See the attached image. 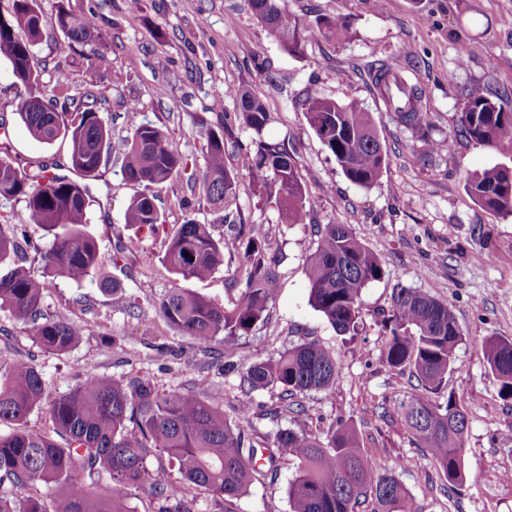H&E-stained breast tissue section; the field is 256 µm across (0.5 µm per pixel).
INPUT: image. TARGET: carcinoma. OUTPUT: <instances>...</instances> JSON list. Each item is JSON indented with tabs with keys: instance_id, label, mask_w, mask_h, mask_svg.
Wrapping results in <instances>:
<instances>
[{
	"instance_id": "1",
	"label": "carcinoma",
	"mask_w": 512,
	"mask_h": 512,
	"mask_svg": "<svg viewBox=\"0 0 512 512\" xmlns=\"http://www.w3.org/2000/svg\"><path fill=\"white\" fill-rule=\"evenodd\" d=\"M256 18L284 52H303L307 29L288 12L285 0H251ZM57 28L83 50L95 52L101 33L90 14L74 15L59 5ZM346 29L342 18L327 19L321 28L329 39ZM45 31L39 0H13L9 15L0 13V60L22 87L17 114L32 139L50 146L65 140L70 148V172L89 179L104 157L112 155V131L96 102L68 106L67 79L60 74L52 89L42 81L34 47ZM371 82L385 105L404 128L419 135L427 149L412 150L417 161L449 148L447 140L431 141L429 113L423 111L422 92L407 63L381 61L372 66ZM240 111L224 115L226 124L207 130L206 168L201 177L198 205L224 213V236L217 239L210 225L187 219L167 236L162 265L178 280H205L221 265L235 268L234 282L244 285L233 307L219 305L187 289L172 287L159 302L166 323L206 350L222 337L224 350L267 318L279 292L280 273L269 256L267 229L230 216L245 173L253 190L276 206L288 224H303L314 206L306 195L298 160L283 143L265 135L269 112L259 99L234 92ZM45 101L53 112H30L28 103ZM306 117L344 175L354 184H375L389 158L370 113L356 102L340 103L316 93L307 95ZM250 129L249 141L235 144L239 165L224 163V131L229 123ZM457 132L476 145L496 151L505 163L469 171L464 189L480 207L504 218L512 217V100L509 96L472 93L457 113ZM118 155L127 181L136 186L125 211V223L156 235L165 230L156 204V189L173 181L185 168L183 156L169 146L162 129L135 123L122 140ZM25 198V209L0 217V308L26 327L32 342L45 352L62 355L79 344L85 327L44 311L46 281L31 276L14 260L18 252L15 230L30 224L49 239L43 249L28 240L30 251L44 264L46 275L82 282L101 269L103 257L95 237L87 231L90 200L85 185L46 167L25 170L0 151V199ZM315 249L304 272L312 306L343 337L354 339L362 330L361 292L384 276L379 255L360 242L347 224L316 225ZM385 341L381 355L387 365L409 373L417 393L399 402L401 417L416 447L423 449L456 491L463 486L466 410L453 396L441 404L432 398L447 386L456 348L462 341L448 303L429 291L403 286L392 290L390 309L383 319ZM483 352L504 398H512V341L490 336ZM242 399L236 420L205 400V385L193 391L161 392L152 380L132 376L109 378L87 368L70 391L52 395L40 370L30 362L0 359V484L25 490L0 496V512H127L131 488L157 500L158 512H195L194 489L211 495L212 512H235V500L254 480L277 471L274 455L268 469L255 467L256 440L250 434L254 416L252 394L278 391L280 410L305 415L298 396L325 390L336 383L335 354L316 341H305L236 369ZM47 407L49 432L23 428L36 409ZM273 446L297 461L288 484L291 512H416L412 497L390 470H383L361 449L354 424L339 420L327 436L305 429L277 432ZM168 464L149 469L152 453ZM106 472L112 490L106 496L78 486V477ZM48 489L47 494L38 491Z\"/></svg>"
}]
</instances>
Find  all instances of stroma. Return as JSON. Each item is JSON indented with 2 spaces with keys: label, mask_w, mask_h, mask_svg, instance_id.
I'll return each instance as SVG.
<instances>
[{
  "label": "stroma",
  "mask_w": 512,
  "mask_h": 512,
  "mask_svg": "<svg viewBox=\"0 0 512 512\" xmlns=\"http://www.w3.org/2000/svg\"><path fill=\"white\" fill-rule=\"evenodd\" d=\"M39 3L47 36L35 52L46 63L44 81L51 84L65 74L68 93L78 102L87 79L95 78L113 142L127 136L130 121L151 122L186 159L180 177L158 191L168 225L192 218L211 225L214 236L224 232L214 213L193 205L192 186L206 165V125L238 109L233 89L265 104L271 116L267 137L285 142L299 161L306 193L316 202L305 223H285L275 206L253 193L248 179L239 183L237 206L247 222L267 226L281 283L269 317L238 340L233 359L248 362L316 341L335 353L340 373L334 388L301 396L307 416L298 421L289 413L270 417L279 404L277 391L254 393L256 432L271 438L299 426L324 434L345 420L357 428L366 455L395 471L416 512H512V399L500 396L482 347L489 336L512 340V218L482 209L464 189L465 173L500 163L499 154L455 133L456 114L473 90L512 93V0H286L289 12L308 28L299 57L280 49L250 0H140L134 11L126 0ZM62 5L76 14L96 13L102 34L96 56L87 59L70 49L56 27ZM336 17L345 19L347 29L330 40L317 23ZM462 44L468 48L463 61ZM398 54L410 61L422 89L431 137L451 143L448 152L422 162L409 155L418 138L386 111L370 82L372 64ZM311 91L357 101L370 112L389 154L376 185L362 188L349 181L310 128L303 100ZM19 94L9 64L0 60V140L8 141L20 166L41 163L65 173L67 143L46 147L30 137L16 114ZM131 102L138 105L132 115ZM86 186L87 229L104 258L98 277L77 284L45 278L40 262L26 265L47 281L45 310L83 324L85 335L67 354H50L0 309V358L36 365L55 395L80 381L89 360L100 375L144 376L165 392L185 390L204 377L209 401L234 418L239 380L216 370L224 361L223 342L201 352L158 313L157 302L175 283L160 263L167 237L147 236L126 224L135 188L125 180L120 159L103 160ZM318 224L350 225L384 259L383 279L362 291L364 328L351 342H342L309 302L304 262L316 246ZM128 240L132 250L116 254L117 242ZM103 278L119 283V291H102ZM399 285L447 300L462 333L447 386L468 414L466 481L457 492L447 491L443 475L414 446L398 417L379 416L382 407L413 392L406 376L381 357L385 331L377 317ZM294 473L291 457H282L275 476L254 482L236 500V512H290Z\"/></svg>",
  "instance_id": "35a3bbf8"
}]
</instances>
